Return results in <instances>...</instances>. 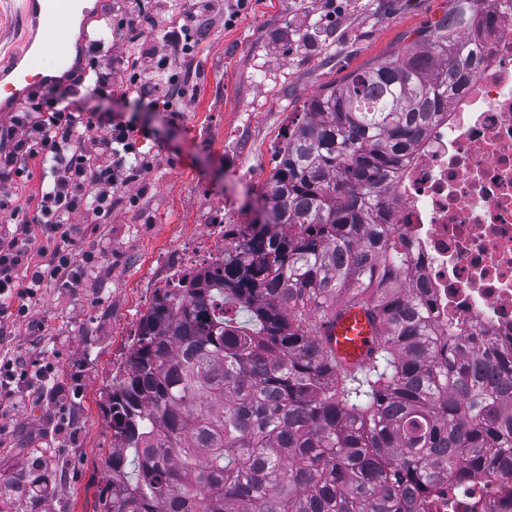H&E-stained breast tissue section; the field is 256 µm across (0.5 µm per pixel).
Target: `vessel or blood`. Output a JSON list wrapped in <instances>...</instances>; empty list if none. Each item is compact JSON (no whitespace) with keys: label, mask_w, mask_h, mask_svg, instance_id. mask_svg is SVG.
Returning <instances> with one entry per match:
<instances>
[{"label":"vessel or blood","mask_w":512,"mask_h":512,"mask_svg":"<svg viewBox=\"0 0 512 512\" xmlns=\"http://www.w3.org/2000/svg\"><path fill=\"white\" fill-rule=\"evenodd\" d=\"M86 0H28L26 10L38 35L37 52L57 53L66 46V26ZM54 77L44 75L31 58L19 55L0 70V101L25 97L32 88L53 87ZM325 346L335 350L344 366L356 367L368 362L374 348L376 327L358 307L339 309L321 327Z\"/></svg>","instance_id":"vessel-or-blood-1"}]
</instances>
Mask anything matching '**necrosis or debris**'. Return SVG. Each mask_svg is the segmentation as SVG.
I'll use <instances>...</instances> for the list:
<instances>
[{
  "label": "necrosis or debris",
  "instance_id": "obj_1",
  "mask_svg": "<svg viewBox=\"0 0 512 512\" xmlns=\"http://www.w3.org/2000/svg\"><path fill=\"white\" fill-rule=\"evenodd\" d=\"M413 287L434 300L439 332L512 352V11L479 51L473 76L392 187ZM512 499V479L432 490L422 512H473Z\"/></svg>",
  "mask_w": 512,
  "mask_h": 512
}]
</instances>
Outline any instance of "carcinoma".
I'll return each instance as SVG.
<instances>
[{"instance_id":"cac0c4a2","label":"carcinoma","mask_w":512,"mask_h":512,"mask_svg":"<svg viewBox=\"0 0 512 512\" xmlns=\"http://www.w3.org/2000/svg\"><path fill=\"white\" fill-rule=\"evenodd\" d=\"M448 0L406 47L323 89L288 130L273 219L154 289L109 391V512H416L444 482L512 477V363L443 339L410 288L391 193L468 83L504 2ZM362 305L373 362L338 366L319 327Z\"/></svg>"}]
</instances>
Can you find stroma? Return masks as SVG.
Here are the masks:
<instances>
[{
	"label": "stroma",
	"mask_w": 512,
	"mask_h": 512,
	"mask_svg": "<svg viewBox=\"0 0 512 512\" xmlns=\"http://www.w3.org/2000/svg\"><path fill=\"white\" fill-rule=\"evenodd\" d=\"M24 0H0V67L34 31ZM319 0H252L234 27L215 17L187 73L193 91L172 110L136 106L119 70L112 90L76 100L147 129L148 162L105 224L73 215L77 248L105 256L81 285L40 289L26 316L0 317V357L21 370L0 386V482L49 477L39 512H97L112 446L106 407L154 289L224 248L217 223L248 224L265 209V182L306 101L411 42L448 0H338L322 36L309 38Z\"/></svg>",
	"instance_id": "35a3bbf8"
}]
</instances>
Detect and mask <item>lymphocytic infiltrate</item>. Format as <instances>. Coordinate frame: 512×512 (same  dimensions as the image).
I'll use <instances>...</instances> for the list:
<instances>
[{
  "label": "lymphocytic infiltrate",
  "instance_id": "obj_1",
  "mask_svg": "<svg viewBox=\"0 0 512 512\" xmlns=\"http://www.w3.org/2000/svg\"><path fill=\"white\" fill-rule=\"evenodd\" d=\"M119 10L122 27H156L161 36L148 46L128 45L117 56L105 54L94 66L90 80L94 91L107 92L113 71L120 67L133 72L135 79L128 92L138 103L171 109L173 101L181 97L185 81L176 63L190 58L195 50L186 27L158 21L140 0H123ZM15 122L10 149L0 150V186L31 165L48 174L49 180L33 213L23 219V238L0 248V309L22 283L31 289L48 282L78 287L80 263L93 262L96 254L87 251L82 258H75L67 223L78 211L91 214L95 223H107L115 197L145 165L134 128L107 112L87 119L52 96L31 105ZM37 231L56 240L57 245L48 260L33 264L28 255Z\"/></svg>",
  "mask_w": 512,
  "mask_h": 512
}]
</instances>
